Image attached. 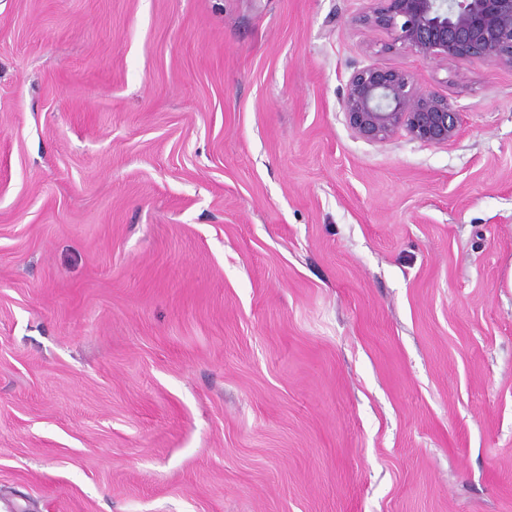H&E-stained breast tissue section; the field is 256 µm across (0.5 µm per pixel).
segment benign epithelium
<instances>
[{"instance_id":"1","label":"benign epithelium","mask_w":512,"mask_h":512,"mask_svg":"<svg viewBox=\"0 0 512 512\" xmlns=\"http://www.w3.org/2000/svg\"><path fill=\"white\" fill-rule=\"evenodd\" d=\"M359 17L390 33L401 48L430 61L477 59L512 66V0H369ZM354 134L383 143L404 131L416 141L446 144L461 130V112L399 68L373 63L355 70L342 101Z\"/></svg>"}]
</instances>
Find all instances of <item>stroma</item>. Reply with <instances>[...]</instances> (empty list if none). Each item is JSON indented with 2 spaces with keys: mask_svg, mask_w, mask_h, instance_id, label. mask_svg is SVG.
Wrapping results in <instances>:
<instances>
[{
  "mask_svg": "<svg viewBox=\"0 0 512 512\" xmlns=\"http://www.w3.org/2000/svg\"><path fill=\"white\" fill-rule=\"evenodd\" d=\"M368 5L0 0V512H512V67ZM342 111L354 134L370 143L405 131L412 140L445 144L462 126L461 112L448 97L423 88L405 69L378 63L350 75Z\"/></svg>",
  "mask_w": 512,
  "mask_h": 512,
  "instance_id": "1",
  "label": "stroma"
}]
</instances>
